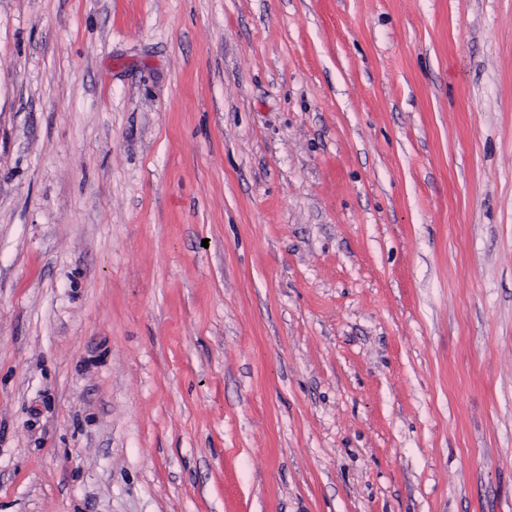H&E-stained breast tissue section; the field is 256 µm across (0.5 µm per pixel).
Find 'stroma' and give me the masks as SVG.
<instances>
[{"instance_id": "obj_1", "label": "stroma", "mask_w": 512, "mask_h": 512, "mask_svg": "<svg viewBox=\"0 0 512 512\" xmlns=\"http://www.w3.org/2000/svg\"><path fill=\"white\" fill-rule=\"evenodd\" d=\"M0 512H512V0H0Z\"/></svg>"}]
</instances>
